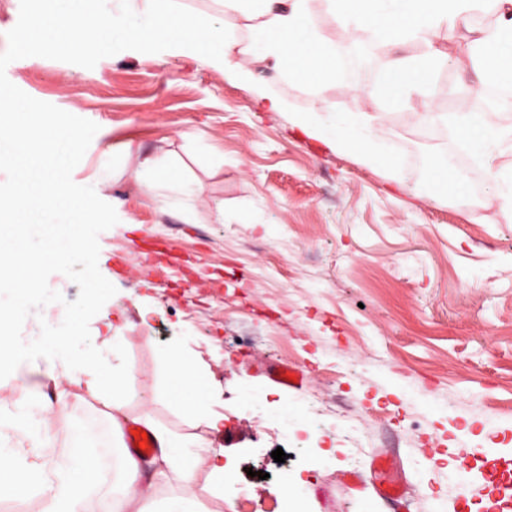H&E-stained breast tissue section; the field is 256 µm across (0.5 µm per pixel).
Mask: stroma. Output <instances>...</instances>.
Returning a JSON list of instances; mask_svg holds the SVG:
<instances>
[{"mask_svg": "<svg viewBox=\"0 0 512 512\" xmlns=\"http://www.w3.org/2000/svg\"><path fill=\"white\" fill-rule=\"evenodd\" d=\"M35 9L0 0V85L37 104L33 120L59 114L87 128L72 191L113 170L90 228L104 293L90 301L79 265L62 279L46 263L36 276L83 311L93 346L119 336L127 412H150L200 455L222 453L239 495L264 512H284L287 482L300 512H391L380 455L396 464L408 512H499L496 488L512 483V212L486 206L481 169L446 127L420 120L430 102L460 108L474 76L453 62L486 16L443 40L449 62L425 101L389 115L380 135L401 150L386 168L312 143L291 115L362 105L390 48L314 92L167 52L24 49ZM261 91L284 111L257 110ZM443 150L465 176L432 199L426 167ZM140 152L180 163L193 195L139 193ZM176 347L206 371L222 433L164 400L163 356ZM276 369L300 373L301 386L275 381ZM375 408L385 423L370 418ZM474 474L494 490L465 497L458 485ZM173 494L227 512L207 472L157 489Z\"/></svg>", "mask_w": 512, "mask_h": 512, "instance_id": "obj_1", "label": "stroma"}]
</instances>
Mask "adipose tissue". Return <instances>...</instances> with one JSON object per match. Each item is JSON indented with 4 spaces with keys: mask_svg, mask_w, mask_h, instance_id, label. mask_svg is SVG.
<instances>
[{
    "mask_svg": "<svg viewBox=\"0 0 512 512\" xmlns=\"http://www.w3.org/2000/svg\"><path fill=\"white\" fill-rule=\"evenodd\" d=\"M311 2L224 0L221 16L211 22L180 10L178 0H38L26 37L44 51L77 55L101 45L144 54L164 48L190 58H211L244 80H253L264 70L314 91L326 83L347 80L356 61L373 48L418 44L420 54L383 63L377 80L364 92L369 109H321L294 115L296 127L307 138L356 152L365 162L380 165L389 154L379 130L389 112L425 90L430 74L446 62L439 47L441 36L477 14L489 13L492 21L477 28L470 56L458 63L477 75L464 93L479 101L492 100L495 109L512 112V0H325L328 23L347 34L340 44L325 38ZM35 109L29 101L0 98V168H7L10 175L8 190L0 191V322L24 320L31 302H39L47 333L13 338L7 351L17 373L24 369L26 357H42L61 400L55 405L28 390L14 411L0 418V499H16L40 489L49 496V512H85L87 488L98 471L96 450L108 438L73 419L65 398L70 387L86 388L110 406L112 428L122 429L131 420L123 401L127 375L103 355H89L81 311L45 292L28 273L50 249L58 275L79 263L91 291L102 287L86 239L96 219V198L73 193L68 181L69 171L82 158L87 132L52 120L56 145L42 147L43 126L24 120ZM422 121L448 125L491 186L489 204L512 211V175H505L498 162L503 150L512 148V123H495L488 113L472 110L427 111ZM137 173L146 194L186 187L179 168L150 154L139 155ZM164 367L172 382L169 402L190 419L205 418L211 429H220V419L209 414L199 360L172 350L164 357ZM58 419L66 433V451L48 476L29 461L26 445L50 443ZM131 421L150 431L156 452L148 461L130 450L113 457L112 470L124 476L125 483L120 497L99 499L97 512H147L153 489L138 481L147 462L162 477L173 473L189 479L207 470L215 492H223L224 466L217 458L178 445L172 431L149 417Z\"/></svg>",
    "mask_w": 512,
    "mask_h": 512,
    "instance_id": "obj_1",
    "label": "adipose tissue"
}]
</instances>
